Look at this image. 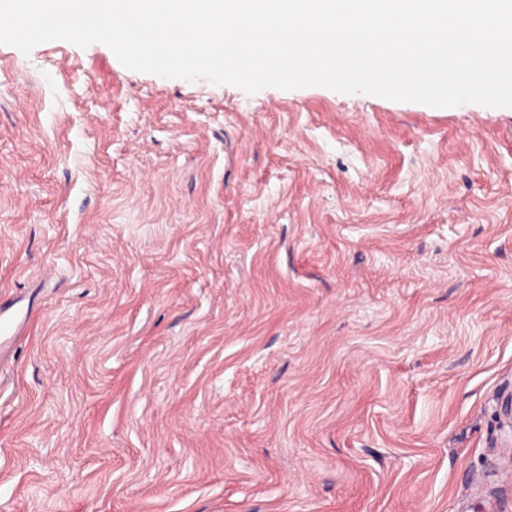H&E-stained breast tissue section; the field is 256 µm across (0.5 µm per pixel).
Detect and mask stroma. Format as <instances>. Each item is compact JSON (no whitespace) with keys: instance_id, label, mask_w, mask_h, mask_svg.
I'll return each mask as SVG.
<instances>
[{"instance_id":"stroma-1","label":"stroma","mask_w":512,"mask_h":512,"mask_svg":"<svg viewBox=\"0 0 512 512\" xmlns=\"http://www.w3.org/2000/svg\"><path fill=\"white\" fill-rule=\"evenodd\" d=\"M0 512L512 495V108L0 44ZM25 298L17 299L0 295V355L18 337L23 336L33 312L31 298L26 307L20 306Z\"/></svg>"}]
</instances>
